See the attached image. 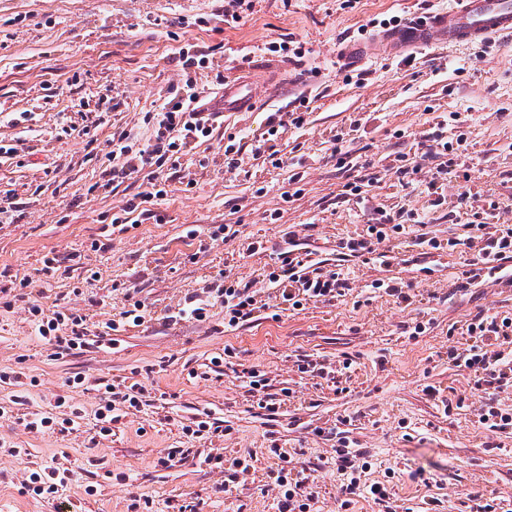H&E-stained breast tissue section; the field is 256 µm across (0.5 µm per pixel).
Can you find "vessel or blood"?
<instances>
[{"instance_id":"vessel-or-blood-1","label":"vessel or blood","mask_w":512,"mask_h":512,"mask_svg":"<svg viewBox=\"0 0 512 512\" xmlns=\"http://www.w3.org/2000/svg\"><path fill=\"white\" fill-rule=\"evenodd\" d=\"M502 32H512V0H466L462 9L421 17L406 28L384 35L380 46L390 52L433 41L452 45ZM263 85L259 77L250 81H225L223 92L209 103L208 109L254 111Z\"/></svg>"}]
</instances>
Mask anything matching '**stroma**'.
Segmentation results:
<instances>
[{
    "mask_svg": "<svg viewBox=\"0 0 512 512\" xmlns=\"http://www.w3.org/2000/svg\"><path fill=\"white\" fill-rule=\"evenodd\" d=\"M237 27L223 23L224 0H0V203L14 209L0 222V289L27 279L25 296L0 308V368H22L20 383L0 385V512H276L273 479L282 463L312 486L314 512H476L496 500L512 512V433L477 424L487 395L472 371L448 362L465 349L470 315L483 309L512 317V288L481 282L458 287L453 274L471 257L457 196L468 188L474 206L496 202L492 224L512 225V34L467 45L431 43L388 54L380 21L409 20L456 7L457 0H252ZM293 38L305 54L269 52ZM208 52L223 76L250 78L261 63L281 65L254 112H228L210 141L177 170L163 173L165 223L140 221L94 249L114 213L147 190L143 174L106 185L103 155L114 133L137 128L182 85L174 56L180 45ZM309 100L303 132L269 136L268 117L298 96ZM468 115L453 144L469 177L439 180L432 205L425 189L403 187L400 161L418 160L437 116ZM89 129L93 142L80 137ZM242 163L227 169L229 136ZM357 168L336 166L333 140ZM277 151L282 167L268 163ZM304 176L289 196L293 173ZM378 179L362 204L346 202L343 184L363 174ZM425 215L434 251L408 236L384 247L392 266L352 264L342 297L311 300L298 310L260 311L228 328L224 307L204 321L169 322L186 295L217 271L249 285L259 300L269 290V248L288 237L323 257L361 231L376 210ZM228 225L232 236L211 243L205 232ZM264 247L248 252V243ZM57 258L59 270L45 267ZM412 284V304L395 302L374 281ZM138 292L151 321L113 333L108 348L70 352L36 334L28 312L79 310L91 333L119 320L126 289ZM422 333H415L416 324ZM230 355L229 365L214 358ZM311 362V371L298 368ZM257 369L279 414L268 420L246 376ZM81 375L84 385L71 386ZM145 387L147 406L123 408L109 435L94 411L99 382ZM65 399L57 407V399ZM82 416L69 427L68 406ZM207 412L221 432L187 436L185 426ZM50 418L30 430L26 419ZM323 435H316V428ZM345 432L370 464L362 478L386 483L390 497L353 498L341 510V480L326 465ZM278 444L282 456L270 451ZM176 448L171 466L160 458ZM210 453L249 457L232 494L224 475L201 465ZM67 470L56 497L21 491L44 467Z\"/></svg>",
    "mask_w": 512,
    "mask_h": 512,
    "instance_id": "stroma-1",
    "label": "stroma"
}]
</instances>
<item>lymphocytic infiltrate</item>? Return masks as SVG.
<instances>
[{
    "mask_svg": "<svg viewBox=\"0 0 512 512\" xmlns=\"http://www.w3.org/2000/svg\"><path fill=\"white\" fill-rule=\"evenodd\" d=\"M179 56L183 84L159 111L144 116L143 122L150 126L151 133L142 147L135 149L120 140L113 143L111 150L106 153L108 173L113 180L125 179L148 167L177 169L183 156L188 155L197 143L212 138L220 115L207 111L208 99L199 91L197 81L191 75L192 69L204 68L209 59L207 55L192 53L187 47L180 48ZM462 124L461 115L457 112L437 122L431 139L438 148L448 152L449 158L439 163L432 172L424 170L419 162L403 168L402 173L409 185L435 187L440 176L456 167L457 161L450 155L452 144L446 133L449 127L458 128ZM466 227L478 247L456 274L457 281L464 286L477 280L487 259L512 262L511 224L484 223L481 212L474 211ZM412 232V227L399 223L396 215L384 212L378 223L366 226L362 235L339 243L335 263L323 264L322 260L314 258L312 251L290 245L276 252L266 279L275 292L276 300L289 308H298L311 299L330 302L342 295L346 262L357 259L367 264L383 260L384 254L380 249L383 242L393 236ZM216 301L223 303L224 324L231 328L254 318L259 309L255 294L248 286L220 272L202 292L186 296L171 318L175 321L184 318L206 320L212 303ZM29 311L37 319L36 330L41 338L69 350L77 351L86 347L84 315L63 309L55 311L51 319L44 321L40 318V307L30 306ZM62 327L67 328V335H59L58 330ZM466 330L474 338V345L463 353L449 350V362L472 370L477 377V386L495 391L512 387V353L507 350L508 344L512 343V318L480 312L470 319ZM334 463L337 471L346 478L343 494L367 493L378 501L388 499L389 493L384 483L362 485L352 448L337 449ZM275 483L282 490L277 512H310L314 495L307 491L304 478L293 476L291 470L283 468L278 470Z\"/></svg>",
    "mask_w": 512,
    "mask_h": 512,
    "instance_id": "lymphocytic-infiltrate-1",
    "label": "lymphocytic infiltrate"
}]
</instances>
